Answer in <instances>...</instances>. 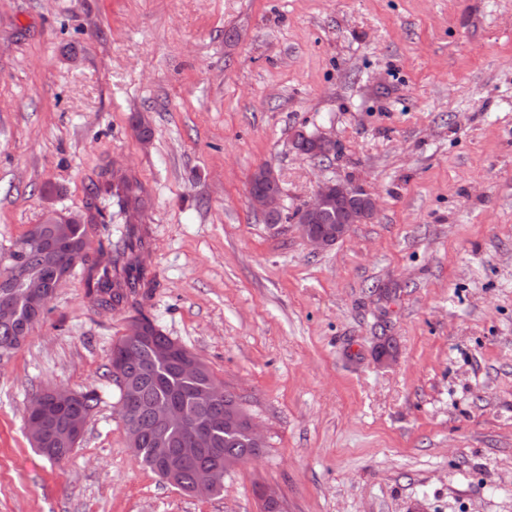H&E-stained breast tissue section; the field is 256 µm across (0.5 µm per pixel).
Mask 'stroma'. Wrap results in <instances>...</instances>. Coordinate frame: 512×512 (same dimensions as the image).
<instances>
[{
    "instance_id": "obj_1",
    "label": "stroma",
    "mask_w": 512,
    "mask_h": 512,
    "mask_svg": "<svg viewBox=\"0 0 512 512\" xmlns=\"http://www.w3.org/2000/svg\"><path fill=\"white\" fill-rule=\"evenodd\" d=\"M103 164L154 192L146 313L265 444L205 498L141 466L105 376L131 311L77 272L0 357V512H512V0H0V255ZM326 181L378 206L316 251L290 216ZM50 386L100 394L60 463L24 424ZM250 181L252 184L249 185L248 197L252 208L268 218L281 216L284 210L281 202L282 191L279 186H276L279 179L274 169L271 166L259 167L251 175ZM255 181L267 182L271 188L263 189L266 186L257 182L255 188L263 190H256L253 188Z\"/></svg>"
}]
</instances>
